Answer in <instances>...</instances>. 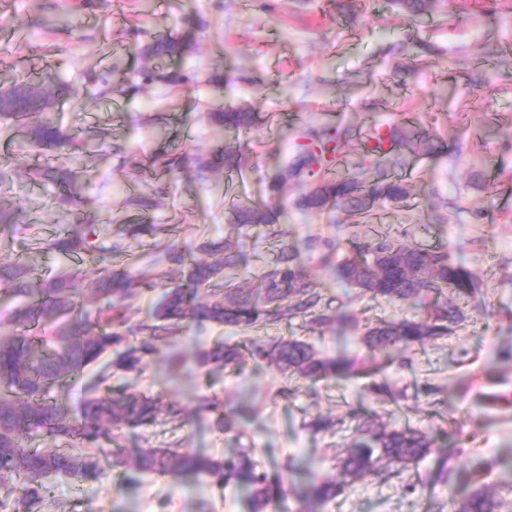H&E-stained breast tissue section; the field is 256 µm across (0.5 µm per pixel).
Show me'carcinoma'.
<instances>
[{"label":"carcinoma","mask_w":512,"mask_h":512,"mask_svg":"<svg viewBox=\"0 0 512 512\" xmlns=\"http://www.w3.org/2000/svg\"><path fill=\"white\" fill-rule=\"evenodd\" d=\"M415 20L431 11L440 0H390ZM182 50L178 42L160 38L152 43L150 54L173 55ZM69 93L62 82L48 86L46 81H24L0 93V117L13 121L36 150L59 147L66 142L60 126L50 116L54 98ZM216 122L235 129H250L258 124V113L248 106H236L214 114ZM327 137L323 149L334 152L338 142H349L357 131L346 126L333 132L313 134L317 140ZM429 139L420 131L384 133L375 130L365 141L372 156L385 155L398 146L413 152L428 149ZM320 156L307 150L299 154L294 168L309 169L319 164ZM212 167L241 168V160L229 148L213 153ZM64 200H82L80 177L72 173L64 181ZM405 194L399 185L380 181L367 186L356 177L341 178L319 185L297 201L301 211L319 209L330 202L351 215L371 214L387 198ZM236 224H267L274 216L260 207L236 205L232 208ZM17 209L0 204V234L13 232L18 224ZM92 224H70L63 235L44 243L47 249L61 253L90 250L87 241ZM210 261L196 262L188 268V281L204 288L207 301L189 304L181 288H167L159 298L154 321L129 326L127 302L136 294L135 280L126 272L112 269V249H101L96 256L99 277L93 292L107 300V305L92 319L83 314L77 295L69 288V277L62 276L44 288L30 286L29 271L20 266H0V286L4 292L24 301L0 321V486L14 495L11 512H40L48 498L46 483L52 474L64 475L86 484L96 483L105 467L119 472L130 482L151 473L171 483L187 475L206 477L228 484L243 478L252 485L247 512H265L293 495L301 501L326 502L344 491L345 485L333 480L311 481L304 488L282 476L272 477L240 449L232 457L216 459L194 448H141L127 453L114 432L125 426H139L155 421L161 413L160 402L146 395L115 396L101 389L105 380L92 385L77 406H71L68 394L84 369L103 355H115L113 365L122 371L138 370L157 342H166L181 322L205 318L218 325L242 328L275 324L297 316L325 325L332 317L316 311L321 295L316 283L304 275L297 256L283 248L276 265L265 272L251 288L224 282V271L241 264L237 247L227 242L205 245ZM156 263L157 279H171L182 272L184 257L167 247ZM341 281L359 287L372 298L402 303L411 302L422 309L415 320L380 321L368 329L363 343L370 355L358 365L349 357L325 358L312 345L298 339L264 344L254 339L250 346L217 341L199 355L203 365L227 367L239 364L244 353L259 358L279 373L301 377L314 383L343 381L354 376L374 378L390 361L394 351L420 346L448 334L451 327L464 321L455 298L474 295L477 282L464 268L449 262L447 253L420 245L394 244L385 239L354 250L337 266ZM141 336L137 345L127 343V336ZM385 355V361L374 353ZM200 409L216 415L214 424L221 431H232L243 421L239 409H224V403L212 398L201 400ZM35 438L46 441L42 448H26ZM106 439L113 447L100 448ZM434 448V439L422 431L403 427L387 430L371 420L360 425L337 468L347 480L377 474L392 465H417ZM506 503L484 489L461 498L455 512H505Z\"/></svg>","instance_id":"carcinoma-1"}]
</instances>
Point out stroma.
<instances>
[{"label":"stroma","mask_w":512,"mask_h":512,"mask_svg":"<svg viewBox=\"0 0 512 512\" xmlns=\"http://www.w3.org/2000/svg\"><path fill=\"white\" fill-rule=\"evenodd\" d=\"M0 0V90L52 73L69 94L52 116L67 145L33 151L0 119V203L18 208L22 224L0 235V263L29 270L34 283L78 269L74 280L85 309L95 311L91 253L63 256L32 241L58 235L80 220L94 225L90 243L114 248L112 267L153 281L156 257L167 246L205 260L203 242L231 240L242 252L238 284L270 270L280 247L297 252L316 282V327L296 317L249 330L208 321L184 323L159 343L143 371L112 370L110 357L85 369L71 400L106 375L115 393L158 397L174 415L119 430L127 451L197 448L217 457L254 449L270 473L306 483L336 474V457L358 419L376 416L390 428L409 425L456 449L449 461L428 456L419 466L356 481L336 499L279 512H455L454 504L485 484L512 502V14L499 0H441L410 21L389 0ZM185 45L182 54L148 55L153 40ZM151 71L144 81L143 71ZM191 76L173 84L174 75ZM252 105L260 123L250 133L219 130V107ZM352 126L413 128L429 134L433 153L401 151L387 165V183L404 198L380 203L369 218L328 207L307 215L295 201L312 184L289 178L284 193L268 189L307 145L311 130ZM241 147L242 168L202 169L216 143ZM179 159L175 171L155 165L158 154ZM47 166L81 172L84 201L62 202L59 184L31 178ZM377 160L361 141L342 144L329 177L377 180ZM150 199L148 207L134 198ZM270 206L271 224L233 223V204ZM126 224H153L151 234L122 235ZM423 244L448 254L478 282L460 301L463 322L425 347L392 354L384 375L398 402H380L369 379L312 383L290 380L265 361L245 357L238 368L200 365L199 350L224 338H298L328 357H367L362 337L379 319H420L419 307L372 300L336 276L322 257L325 242L340 259L380 239ZM183 364L175 377L162 366ZM215 397L246 410L238 429L217 430L199 411ZM329 418L317 432L314 418ZM66 512H245L250 487L187 476L178 484L155 475L129 483L109 471L100 482L50 480Z\"/></svg>","instance_id":"35a3bbf8"}]
</instances>
